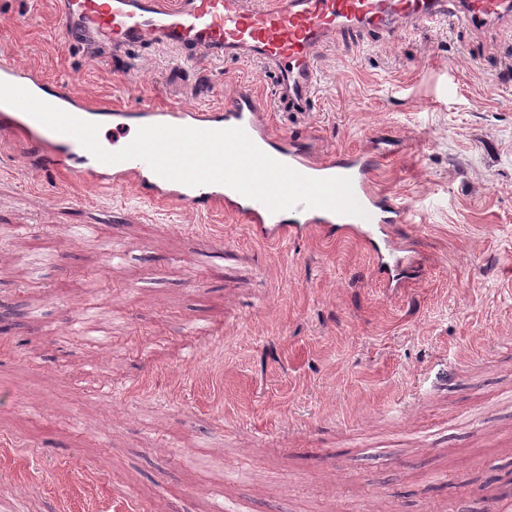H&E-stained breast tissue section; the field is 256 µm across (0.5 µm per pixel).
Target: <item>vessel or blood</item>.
<instances>
[{"label":"vessel or blood","instance_id":"b4317fda","mask_svg":"<svg viewBox=\"0 0 512 512\" xmlns=\"http://www.w3.org/2000/svg\"><path fill=\"white\" fill-rule=\"evenodd\" d=\"M456 11L478 25L512 21V0H60V20L69 38L83 46L163 44L209 58L246 57L267 62L275 71L280 101L306 111L317 56L335 36L357 31L388 32L420 25ZM0 80L24 87L39 99L73 116L108 125L107 151L129 145L139 127L154 124L198 129H244L265 154L298 173L320 171L345 177L364 216L338 214L297 205L270 211L222 184L197 187L156 174L143 160L98 161L74 137L52 131L7 104H0V134L34 149L38 168L60 169L92 187L131 186L145 201L187 206L202 213L216 209L241 217L265 240H297L318 226L329 233L360 232L370 245L383 287L400 280L408 264L407 247L388 227L407 222L411 207L393 195L370 189L371 159L357 153L317 160L299 143L274 135L266 122L268 105L246 83L221 107L199 109L144 102L137 110L108 107L76 95L67 80L45 81L32 67L0 50Z\"/></svg>","mask_w":512,"mask_h":512}]
</instances>
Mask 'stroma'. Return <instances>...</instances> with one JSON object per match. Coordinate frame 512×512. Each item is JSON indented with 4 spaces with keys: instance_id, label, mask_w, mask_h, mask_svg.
Segmentation results:
<instances>
[{
    "instance_id": "obj_1",
    "label": "stroma",
    "mask_w": 512,
    "mask_h": 512,
    "mask_svg": "<svg viewBox=\"0 0 512 512\" xmlns=\"http://www.w3.org/2000/svg\"><path fill=\"white\" fill-rule=\"evenodd\" d=\"M0 33L115 107L204 109L254 83L275 134L375 149L417 257L385 288L355 238L265 243L221 210L30 173L0 137V226L20 228L0 243V312L44 299L0 335V512H512L486 483L512 471L511 30L451 12L335 37L304 112L249 59L76 45L57 0H0ZM110 245L130 262L105 267Z\"/></svg>"
}]
</instances>
